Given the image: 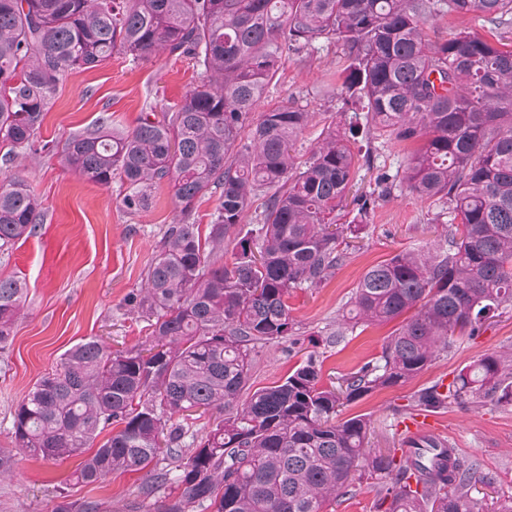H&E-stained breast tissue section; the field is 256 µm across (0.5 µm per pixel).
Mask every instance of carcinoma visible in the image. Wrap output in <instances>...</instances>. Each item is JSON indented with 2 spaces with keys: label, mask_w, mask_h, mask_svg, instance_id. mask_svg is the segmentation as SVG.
Masks as SVG:
<instances>
[{
  "label": "carcinoma",
  "mask_w": 512,
  "mask_h": 512,
  "mask_svg": "<svg viewBox=\"0 0 512 512\" xmlns=\"http://www.w3.org/2000/svg\"><path fill=\"white\" fill-rule=\"evenodd\" d=\"M498 28L512 0H0V165L51 150L45 112L74 71L115 53H168L198 68L197 84L164 119L117 131L104 121L65 143L88 180L126 185L123 205L150 208L168 183L181 218L164 234L130 299L152 331L141 349L90 337L69 349L18 403V447L46 460L84 456L76 480L152 473L149 497L170 489L163 512H324L379 485V512H484L472 495L479 468L448 441L402 438L412 459L370 445V421L347 405L416 378L440 355L512 307V47L466 28L431 35L438 14ZM323 40L343 46L345 127L328 128L311 156L295 142L311 113L286 100L253 118L282 58ZM413 142L403 180L448 206V248L402 251L358 283L336 331L417 313L378 357L325 382L313 351L270 386L250 390L264 346L294 335L291 291L317 288L340 266L361 225L336 224L351 189L352 143ZM218 193L210 224L193 218ZM255 209L247 231L239 225ZM41 201L27 181L0 185V250L37 233ZM234 243L224 262V243ZM26 300L25 283L0 278V350ZM414 407L512 402V346L461 368ZM213 417L203 435L175 416ZM109 437L99 446L106 429ZM55 512H101L60 496Z\"/></svg>",
  "instance_id": "cac0c4a2"
}]
</instances>
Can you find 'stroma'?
Segmentation results:
<instances>
[{"mask_svg":"<svg viewBox=\"0 0 512 512\" xmlns=\"http://www.w3.org/2000/svg\"><path fill=\"white\" fill-rule=\"evenodd\" d=\"M346 58L341 46L314 43L298 55L283 58L265 92L264 107L295 100L311 112L297 148L309 155L323 128L339 122L341 73ZM198 83L192 60L159 54L139 61L114 55L99 68L70 74L59 85L41 128L53 152L20 161L14 172L24 177L43 201L45 219L36 236L0 253V277L27 285L24 315L13 328L14 340L0 352V450L15 459L13 473L0 479V512H53L60 494L99 501L103 512H160L163 493L144 497L146 473L113 474L94 486L74 484L79 461H47L16 448L14 410L27 391L51 372L61 354L89 337L115 348L145 341L149 330L127 304L140 290L144 271L159 249L166 230L179 219L168 184H161L152 207L138 213L122 205L119 183L102 186L72 170L62 147L73 135L107 117L113 126L135 127L145 112L162 116ZM411 145L388 139L371 144L369 158H357L354 184L372 194L365 227L345 262L318 288L293 290L288 304L296 321L295 336L268 346L252 372L253 386L285 377L310 351L320 352L323 373L336 376L377 357L398 321L358 328L340 344L326 345L337 310L362 275L395 253L416 246L436 249L444 242L447 217L439 206L396 184L389 197H375L378 177L403 171ZM512 345V312L493 319L478 337L464 340L436 360L411 383L375 390L352 403L344 416H365L377 448H397L400 411L419 389L445 379L482 355ZM435 436L452 443L464 463H477L487 483L475 496L512 498V404L489 402L481 407L449 404L435 415Z\"/></svg>","mask_w":512,"mask_h":512,"instance_id":"35a3bbf8","label":"stroma"}]
</instances>
